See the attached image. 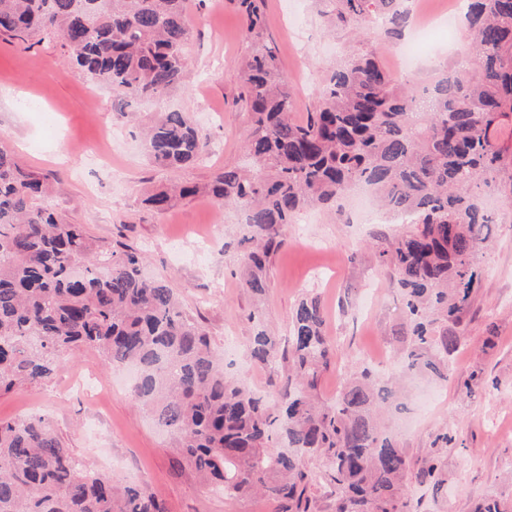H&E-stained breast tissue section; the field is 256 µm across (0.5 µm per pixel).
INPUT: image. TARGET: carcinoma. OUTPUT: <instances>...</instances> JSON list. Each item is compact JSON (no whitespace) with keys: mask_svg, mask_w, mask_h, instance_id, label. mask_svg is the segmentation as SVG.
<instances>
[{"mask_svg":"<svg viewBox=\"0 0 512 512\" xmlns=\"http://www.w3.org/2000/svg\"><path fill=\"white\" fill-rule=\"evenodd\" d=\"M342 25L380 21L399 34L401 0H325ZM252 50L239 77L251 114L244 166L224 168L211 197L247 213L255 246L244 256V287L265 291L280 229L298 213L331 206L351 187H371L393 218L408 216L375 253L404 293L412 345L407 368L441 379L432 360L461 345L457 325L478 282L479 256L495 194L512 206V0H467L474 70L443 72L423 89L406 88L375 51L358 48L318 90L306 121L291 117L293 92L267 43L266 0H237ZM0 34L21 43L57 39L94 82L137 101L160 100L185 84L189 0H0ZM209 139L184 112H163L146 133L151 162L172 171L198 163ZM40 175L0 147V393L38 386L58 369L64 348L86 346L115 363H133L134 397L175 439L184 461L228 497L258 492L310 512L306 462L328 465L336 512H403L410 466L397 441L381 434L376 413L391 390L364 370L329 407L312 391L330 365L319 298L303 299L288 335L274 336L258 311L249 355L277 363L278 403L270 406L224 375L204 327L180 304L163 276L143 277L142 256L122 242L92 239L48 207ZM198 189L177 182L143 203L167 211ZM288 451L266 448L272 434ZM442 460L422 461L433 482ZM0 512H164L138 487L119 486L87 469L43 416L0 421Z\"/></svg>","mask_w":512,"mask_h":512,"instance_id":"obj_1","label":"carcinoma"}]
</instances>
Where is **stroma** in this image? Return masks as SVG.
<instances>
[{"label":"stroma","instance_id":"obj_1","mask_svg":"<svg viewBox=\"0 0 512 512\" xmlns=\"http://www.w3.org/2000/svg\"><path fill=\"white\" fill-rule=\"evenodd\" d=\"M324 9L323 0H267L268 35L295 87L298 121L359 44L372 46L396 79L417 86L471 52L460 13L454 23H438L405 69L397 39L336 25ZM190 26L187 83L161 103L129 109L76 69L59 41L26 49L0 36V143L52 183L46 203L60 216L85 225L93 239L139 249L143 275L168 277L208 331L225 374L269 399L277 397L272 377L248 356V315L262 312L268 329L283 334L299 300L318 297L334 351L318 382L320 401L333 404L351 371L369 368L399 380L402 392L385 407L384 432L412 465L431 454L444 461L440 492L411 477L404 495L410 512H474L488 498L512 506V209L490 205L491 247L457 328L463 344L448 359L445 382L402 371L400 356L411 344L403 299L371 246L374 233L394 229L385 214L349 223L345 199L301 213L282 230L285 244L271 259L265 294L251 295L241 267L248 228L239 210L217 204L207 191L215 172L244 158L250 125L239 100V68L249 43L234 0H202ZM162 108L187 113L208 136L211 146L197 165L173 172L149 160L141 131ZM174 179L198 186V193L163 213L143 205L146 194ZM59 362L48 383L1 393L0 419L45 416L91 469L145 487L165 512H280L260 494L229 498L204 487L169 433L134 400L123 365L88 347L61 352ZM469 387L474 396H466Z\"/></svg>","mask_w":512,"mask_h":512}]
</instances>
